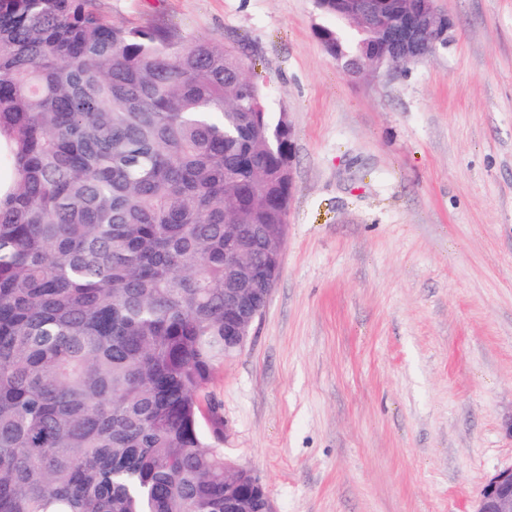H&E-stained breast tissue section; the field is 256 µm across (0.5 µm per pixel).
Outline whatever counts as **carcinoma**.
<instances>
[{"mask_svg":"<svg viewBox=\"0 0 512 512\" xmlns=\"http://www.w3.org/2000/svg\"><path fill=\"white\" fill-rule=\"evenodd\" d=\"M92 0H0V512H243L263 497L200 429L228 298L276 280L288 121L207 40L114 24ZM341 0L317 35L359 75L416 61L440 17ZM248 253L229 262L225 243Z\"/></svg>","mask_w":512,"mask_h":512,"instance_id":"carcinoma-1","label":"carcinoma"}]
</instances>
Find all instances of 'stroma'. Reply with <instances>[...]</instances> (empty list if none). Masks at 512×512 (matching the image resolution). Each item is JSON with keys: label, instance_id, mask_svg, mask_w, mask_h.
<instances>
[{"label": "stroma", "instance_id": "stroma-1", "mask_svg": "<svg viewBox=\"0 0 512 512\" xmlns=\"http://www.w3.org/2000/svg\"><path fill=\"white\" fill-rule=\"evenodd\" d=\"M448 41L354 77L314 0H93L237 52L293 131L283 262L203 395L276 512H471L512 466V0H434Z\"/></svg>", "mask_w": 512, "mask_h": 512}]
</instances>
